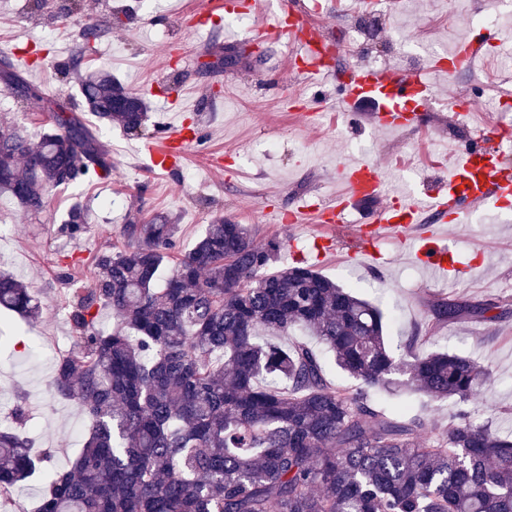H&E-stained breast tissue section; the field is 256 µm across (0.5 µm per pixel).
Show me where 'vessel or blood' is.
Listing matches in <instances>:
<instances>
[{
	"mask_svg": "<svg viewBox=\"0 0 512 512\" xmlns=\"http://www.w3.org/2000/svg\"><path fill=\"white\" fill-rule=\"evenodd\" d=\"M271 27L293 40L300 56L311 53L320 42L319 31L307 27L304 11L288 4L287 0L274 15ZM507 39V34L498 29L471 31L461 42L462 54L472 58L485 44H500ZM429 90L426 72L364 63L358 67L348 89L337 97L336 108L347 115L358 104L372 102L377 106L379 127L402 130L419 121L420 111L429 105ZM484 137V130H475L469 143L458 150L447 178L426 190L424 199H431L430 207L437 216L449 214L459 222L479 208L512 199V166L486 159L482 146ZM197 141L196 133L185 125L174 124L165 128L159 143L148 145L147 151L153 166L167 171ZM340 173L350 198L369 201L387 197V176L378 165L359 160L342 164ZM388 199L386 206L374 210L369 217L372 235L385 231L398 235L424 270L443 281H452L458 268L440 232L434 229L423 235L417 231L424 209L423 199L397 196ZM344 213L343 205L331 202L311 214L306 209L296 208L289 211L286 221L297 224L309 218L318 224H338Z\"/></svg>",
	"mask_w": 512,
	"mask_h": 512,
	"instance_id": "obj_1",
	"label": "vessel or blood"
}]
</instances>
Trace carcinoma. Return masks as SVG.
Listing matches in <instances>:
<instances>
[{
	"mask_svg": "<svg viewBox=\"0 0 512 512\" xmlns=\"http://www.w3.org/2000/svg\"><path fill=\"white\" fill-rule=\"evenodd\" d=\"M100 30L81 24L68 68L81 67ZM0 76L25 86L7 58ZM104 127L147 132L142 96L108 72L79 85ZM53 112L33 143L0 125V194L27 215L50 191L112 171L98 132L37 92ZM75 202L60 233L88 229ZM166 215L125 224L121 242L91 260V284L65 300L76 351L54 368V394L89 421L67 469L35 458L17 430L0 428V499L39 473L37 512H512V438L459 414L430 427L413 397L468 402L490 383L484 364L440 350L402 353L385 341L382 311L310 266L272 271L279 244L256 243L245 224L218 218L181 253ZM0 307L40 314L29 286L0 272ZM493 304L436 300L432 319L484 316ZM107 310L115 320L99 324ZM304 331L358 381L332 383L321 354L271 336ZM397 393L387 411L373 402Z\"/></svg>",
	"mask_w": 512,
	"mask_h": 512,
	"instance_id": "cac0c4a2",
	"label": "carcinoma"
}]
</instances>
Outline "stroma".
I'll list each match as a JSON object with an SVG mask.
<instances>
[{
	"instance_id": "obj_1",
	"label": "stroma",
	"mask_w": 512,
	"mask_h": 512,
	"mask_svg": "<svg viewBox=\"0 0 512 512\" xmlns=\"http://www.w3.org/2000/svg\"><path fill=\"white\" fill-rule=\"evenodd\" d=\"M62 0H45L28 13V0H0V57L27 54L16 74L45 98L81 113L89 125L75 72L69 71L80 21L97 23L101 38L83 70L112 73L150 103L158 124L178 121L200 130L202 140L170 172L156 175L144 152L145 139L112 127L101 134L112 158L109 176L53 191L47 209L23 214L15 200L0 195V270L32 287L41 305L32 322L0 313V424L15 425L24 406L35 451L50 450L53 463L69 467L80 453L87 425L70 401L52 395L48 381L57 361L74 350L64 307L69 288L90 280L84 261L120 239L129 218L146 222L156 214L178 224L181 250L191 249L207 224L223 217L248 225L258 243L275 240L276 265L292 263L295 252L321 274L378 306L391 320L388 343L430 326L427 304L435 298L478 306L492 303L490 318L466 316L430 326L424 346L467 357L493 372L490 385L466 403L438 401L428 406L429 424L447 423L462 412L475 425L492 423L512 433V203L479 209L460 223L442 224L446 242L465 274L453 285L434 283L398 240L377 242L375 270L355 264L363 245L360 229L376 202L352 205L340 227L283 224L276 215L340 190L339 166L369 159L388 174L394 189L416 196L434 185L451 166L454 146L471 135L472 123L453 118L449 101L475 79L432 76L434 101L423 124L388 131L376 124L371 107H357L356 126L333 124L330 116L339 88L358 65L429 69L472 25V11L496 7L498 0H471V10L449 15L448 0H292L308 8L309 21L334 47L329 59L334 82L323 85L321 120L302 110L282 108L281 97L306 99L308 85L290 69L288 40L256 44L250 37L278 10L269 0L264 13H225L220 27L201 26L196 11L203 0H82L79 22L62 24ZM360 28L361 44L350 42ZM22 126L39 139L41 115L0 83V124ZM87 203L91 224L71 239L58 228L75 201ZM73 263L70 281L57 276L59 263Z\"/></svg>"
}]
</instances>
